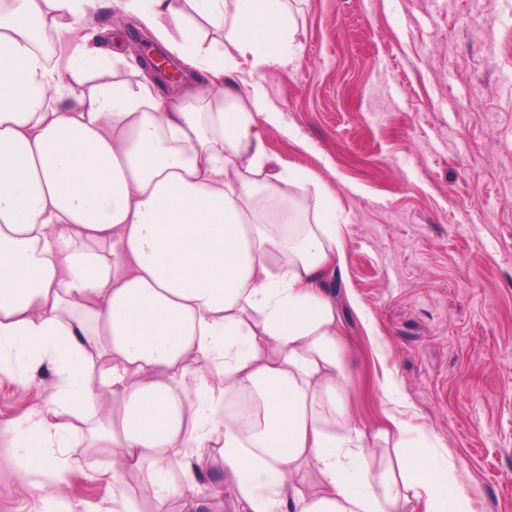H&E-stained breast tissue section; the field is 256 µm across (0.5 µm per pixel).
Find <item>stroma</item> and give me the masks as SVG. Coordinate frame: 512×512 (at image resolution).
<instances>
[{
	"label": "stroma",
	"instance_id": "stroma-1",
	"mask_svg": "<svg viewBox=\"0 0 512 512\" xmlns=\"http://www.w3.org/2000/svg\"><path fill=\"white\" fill-rule=\"evenodd\" d=\"M288 2L293 61L258 89L289 131L265 147L312 176L306 211L318 188L336 199L353 417L399 414L450 454L474 512H512V0ZM52 391L48 371L0 372V512H114L79 449L59 483L16 467L10 432Z\"/></svg>",
	"mask_w": 512,
	"mask_h": 512
}]
</instances>
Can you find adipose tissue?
Listing matches in <instances>:
<instances>
[{"label": "adipose tissue", "instance_id": "adipose-tissue-1", "mask_svg": "<svg viewBox=\"0 0 512 512\" xmlns=\"http://www.w3.org/2000/svg\"><path fill=\"white\" fill-rule=\"evenodd\" d=\"M98 2L0 0V366L55 388L13 427L17 465L52 479L81 447L123 512H202L214 471L233 512H471L403 419L355 423L336 204L299 223L310 177L274 168L261 132L280 112L222 93L291 62L286 0H113L190 72L171 96L111 33L87 37ZM78 29L60 64L46 35ZM241 396L256 412L226 413Z\"/></svg>", "mask_w": 512, "mask_h": 512}]
</instances>
